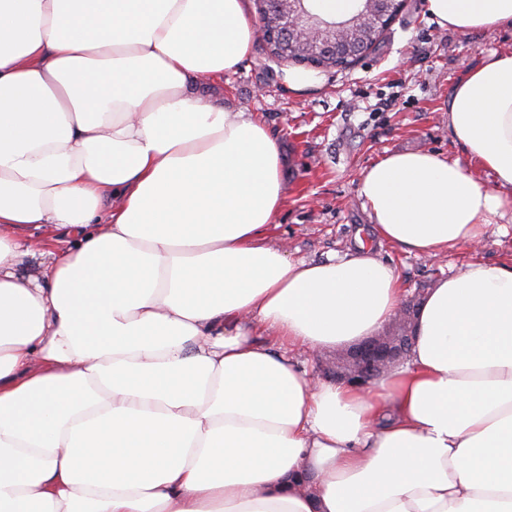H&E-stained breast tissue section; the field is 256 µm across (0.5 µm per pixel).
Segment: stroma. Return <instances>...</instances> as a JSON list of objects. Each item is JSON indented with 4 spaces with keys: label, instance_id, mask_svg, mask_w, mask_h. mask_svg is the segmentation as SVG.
<instances>
[{
    "label": "stroma",
    "instance_id": "stroma-1",
    "mask_svg": "<svg viewBox=\"0 0 512 512\" xmlns=\"http://www.w3.org/2000/svg\"><path fill=\"white\" fill-rule=\"evenodd\" d=\"M490 50L512 53L511 26L463 35L439 26L428 0H407L378 51L348 68L315 69L317 82L305 90L291 87L288 66L270 61L258 38L235 70L205 81L200 91L252 113L277 137L286 201L271 236L291 259L317 262L370 238L357 182L385 153L429 149L465 159L448 126V100ZM372 251L396 268L407 298L419 302L467 262L512 261V232L490 231L478 248L438 257L377 243Z\"/></svg>",
    "mask_w": 512,
    "mask_h": 512
}]
</instances>
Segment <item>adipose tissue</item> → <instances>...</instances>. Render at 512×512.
Returning <instances> with one entry per match:
<instances>
[{
	"label": "adipose tissue",
	"mask_w": 512,
	"mask_h": 512,
	"mask_svg": "<svg viewBox=\"0 0 512 512\" xmlns=\"http://www.w3.org/2000/svg\"><path fill=\"white\" fill-rule=\"evenodd\" d=\"M428 4L462 34L512 25V0ZM255 37L249 0H0V512H512V265L439 280L369 387L293 361L375 335L404 288L366 245L271 242L278 141L195 88ZM448 123L469 166L361 173L378 241L437 256L512 215V54Z\"/></svg>",
	"instance_id": "ef3b65f1"
}]
</instances>
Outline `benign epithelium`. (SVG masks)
I'll use <instances>...</instances> for the list:
<instances>
[{
  "label": "benign epithelium",
  "mask_w": 512,
  "mask_h": 512,
  "mask_svg": "<svg viewBox=\"0 0 512 512\" xmlns=\"http://www.w3.org/2000/svg\"><path fill=\"white\" fill-rule=\"evenodd\" d=\"M268 1L274 3L280 27L289 35V40L311 43L320 48L338 44L349 46L352 33L368 28L379 18L378 7L382 2L368 0L370 10L336 28L298 7L302 0H259L260 9H265ZM414 316L413 306L402 305L396 314L400 321L406 323L402 333L391 339L375 336L364 340L352 351L348 366L336 365V379L364 387L378 378L388 364L406 359L413 341Z\"/></svg>",
  "instance_id": "benign-epithelium-1"
}]
</instances>
